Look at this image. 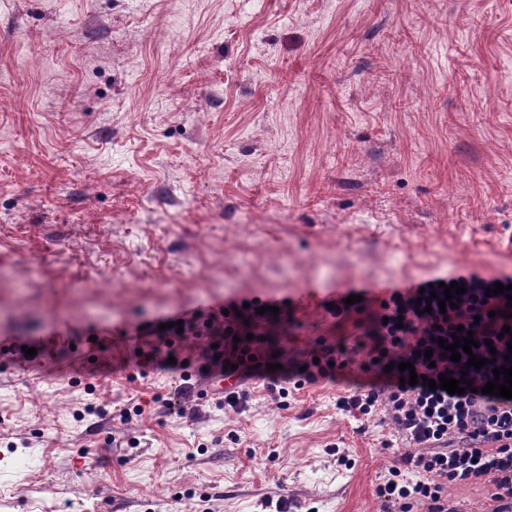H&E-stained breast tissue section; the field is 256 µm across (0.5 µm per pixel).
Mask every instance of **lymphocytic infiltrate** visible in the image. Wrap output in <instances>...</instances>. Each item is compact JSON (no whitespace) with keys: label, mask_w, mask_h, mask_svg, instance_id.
Returning a JSON list of instances; mask_svg holds the SVG:
<instances>
[{"label":"lymphocytic infiltrate","mask_w":512,"mask_h":512,"mask_svg":"<svg viewBox=\"0 0 512 512\" xmlns=\"http://www.w3.org/2000/svg\"><path fill=\"white\" fill-rule=\"evenodd\" d=\"M454 282L466 288L458 306L425 312L422 303L429 293L419 285L392 289L371 312L367 330L371 345L362 362H353L338 345L320 343L287 370H268L273 349L257 338L258 326L268 321L260 313V299L249 304L225 302L220 309H198L182 316L181 329L141 325L134 334L143 339L142 359L160 368L174 367L182 380L177 394H191L192 374L203 379L242 383L268 379L273 399L288 397L290 389L335 379L351 368L367 376L352 396L337 406L355 418L373 417L385 410L409 447L401 465L392 467L391 477L375 489L383 512H448L447 489L485 478L492 484V512H512V398L484 391L493 380V367L512 368V350L501 338L503 327H512V302L506 295L487 296L495 283L512 284L477 273L457 274ZM471 331L479 341L474 356L483 358L480 370H467L465 361L454 362L441 341H452L458 328ZM208 336L211 344L186 354L177 346L178 334ZM412 363L420 380L415 385L400 382L396 365ZM469 378L473 388L464 394L429 388L439 377Z\"/></svg>","instance_id":"lymphocytic-infiltrate-1"}]
</instances>
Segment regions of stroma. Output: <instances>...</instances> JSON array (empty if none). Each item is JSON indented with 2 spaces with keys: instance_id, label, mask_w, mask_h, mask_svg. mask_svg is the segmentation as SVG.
Instances as JSON below:
<instances>
[{
  "instance_id": "35a3bbf8",
  "label": "stroma",
  "mask_w": 512,
  "mask_h": 512,
  "mask_svg": "<svg viewBox=\"0 0 512 512\" xmlns=\"http://www.w3.org/2000/svg\"><path fill=\"white\" fill-rule=\"evenodd\" d=\"M470 271L512 276V0H0V347L43 346L0 354V512H381L353 376L219 409L128 331L284 300L286 358L354 350L337 293Z\"/></svg>"
}]
</instances>
